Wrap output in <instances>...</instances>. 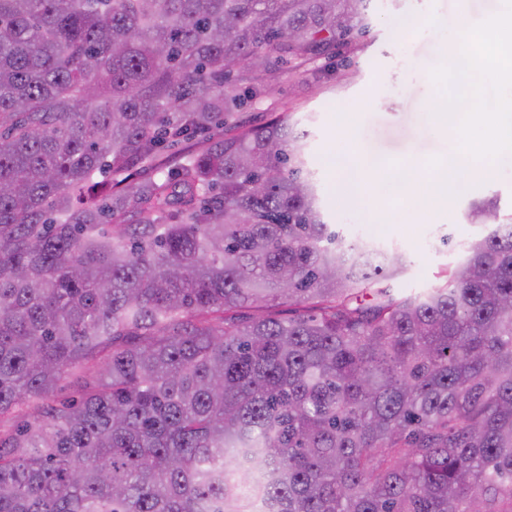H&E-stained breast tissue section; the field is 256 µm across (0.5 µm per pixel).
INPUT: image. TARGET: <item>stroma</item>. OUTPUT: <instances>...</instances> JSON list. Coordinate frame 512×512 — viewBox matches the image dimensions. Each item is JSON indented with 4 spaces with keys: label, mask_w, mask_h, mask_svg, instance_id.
<instances>
[{
    "label": "stroma",
    "mask_w": 512,
    "mask_h": 512,
    "mask_svg": "<svg viewBox=\"0 0 512 512\" xmlns=\"http://www.w3.org/2000/svg\"><path fill=\"white\" fill-rule=\"evenodd\" d=\"M501 0H371L370 31L349 41L336 58L314 56L289 63L274 94H262L238 114L244 128L286 116L304 132L309 168L320 186L321 209L328 223L347 239L371 240L404 254L406 272L393 283L402 295L442 284L447 269L462 262L466 245L489 232L472 221L474 204L497 198L502 215L512 214V167L490 178L468 176L446 218L428 219L398 184L378 186V207L341 204L343 188L332 165L336 159L368 150L387 166L415 165L428 173L430 158L458 150L456 131L444 129L436 110L455 85L440 87L432 68L445 63L443 45L459 16L479 23L500 12ZM83 370L68 369L48 399L22 400L0 416V434L15 433L38 409L74 402Z\"/></svg>",
    "instance_id": "stroma-1"
}]
</instances>
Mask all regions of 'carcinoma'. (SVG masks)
<instances>
[{
  "label": "carcinoma",
  "mask_w": 512,
  "mask_h": 512,
  "mask_svg": "<svg viewBox=\"0 0 512 512\" xmlns=\"http://www.w3.org/2000/svg\"><path fill=\"white\" fill-rule=\"evenodd\" d=\"M369 3L0 0V416L101 357L0 512H512V217L400 296L294 125L233 123Z\"/></svg>",
  "instance_id": "carcinoma-1"
}]
</instances>
